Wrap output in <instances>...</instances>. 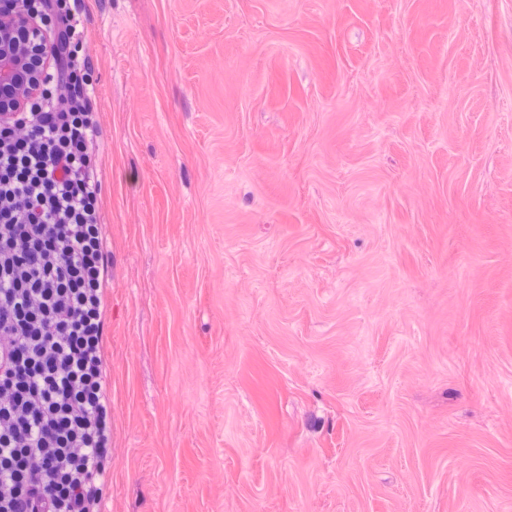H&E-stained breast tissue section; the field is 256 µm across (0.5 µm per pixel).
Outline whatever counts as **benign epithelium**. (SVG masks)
<instances>
[{"label":"benign epithelium","mask_w":512,"mask_h":512,"mask_svg":"<svg viewBox=\"0 0 512 512\" xmlns=\"http://www.w3.org/2000/svg\"><path fill=\"white\" fill-rule=\"evenodd\" d=\"M51 22L35 11L0 16V88L10 92L0 97V119L26 112L43 94L45 75L52 58ZM42 59L32 64L31 56Z\"/></svg>","instance_id":"1"}]
</instances>
